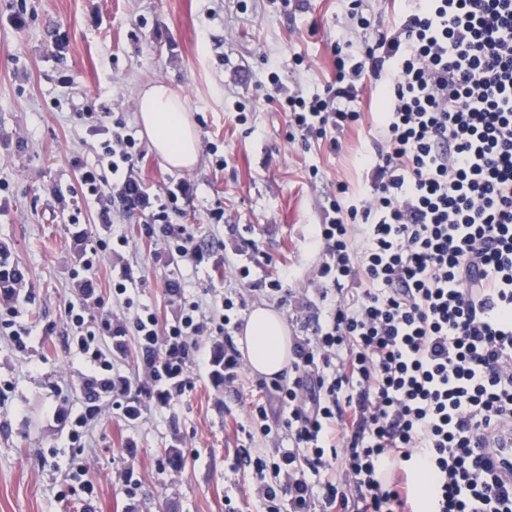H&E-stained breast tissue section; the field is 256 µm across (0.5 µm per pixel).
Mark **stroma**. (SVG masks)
<instances>
[{"instance_id": "1", "label": "stroma", "mask_w": 512, "mask_h": 512, "mask_svg": "<svg viewBox=\"0 0 512 512\" xmlns=\"http://www.w3.org/2000/svg\"><path fill=\"white\" fill-rule=\"evenodd\" d=\"M363 17L389 29L394 6L359 0L352 17L338 0H0V244L24 276L21 311L35 331L23 352L0 339V512H257L263 482L240 456L272 457L285 414L269 403L270 434L250 426L258 376L247 365L248 384L232 391L217 386L211 367L189 363L192 389L164 404L145 399L136 421L103 399L85 442L93 496L60 498L71 443L50 408L80 411L87 373L69 345L66 305L84 253L99 246L93 319L130 318L145 306L172 320L178 308L166 283L176 279L186 300L238 296L277 311L289 336L306 335L307 320L326 311L307 286L320 262L310 229L337 180L369 191L359 158L372 135L365 126L345 132L338 155L290 140L270 78L293 94L322 92L334 46L356 54ZM154 83L186 100L200 146L194 168L169 170L141 132L138 93ZM100 116L136 139L133 176L150 194L189 183L171 221L212 246L220 267L195 270L178 257L155 264L148 217L116 200V176L101 197L87 195L82 174L102 152L88 128ZM120 235L129 244L113 249ZM227 264L248 267L249 277H225ZM288 265L296 274L285 296L256 290ZM124 271L139 290L131 309L111 295ZM167 448L179 449L184 467L164 460ZM130 468L139 480L132 488Z\"/></svg>"}]
</instances>
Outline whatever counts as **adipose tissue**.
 <instances>
[{"instance_id":"ef3b65f1","label":"adipose tissue","mask_w":512,"mask_h":512,"mask_svg":"<svg viewBox=\"0 0 512 512\" xmlns=\"http://www.w3.org/2000/svg\"><path fill=\"white\" fill-rule=\"evenodd\" d=\"M139 123L151 148L169 169L196 165L198 137L179 92L164 84H154L141 91ZM237 345L246 353L255 373L274 377L288 367V330L272 308L258 306L251 310Z\"/></svg>"}]
</instances>
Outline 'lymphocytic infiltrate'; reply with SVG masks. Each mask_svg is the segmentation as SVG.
Segmentation results:
<instances>
[{"label": "lymphocytic infiltrate", "instance_id": "obj_1", "mask_svg": "<svg viewBox=\"0 0 512 512\" xmlns=\"http://www.w3.org/2000/svg\"><path fill=\"white\" fill-rule=\"evenodd\" d=\"M362 28L356 58H337L323 92L282 103L292 137L337 153L340 133L363 123L359 86L373 81L380 136L363 161L371 194L337 182L313 227L321 262L311 286L333 310L293 339L291 377L257 386L288 412L287 447L252 461L276 476L261 509L309 512L312 474L331 512H512V462L498 444L512 428V0H403L390 30ZM102 157L124 177L126 209L151 211L146 232L159 254L194 267L209 261L212 247L166 221L188 184L156 202L131 177L139 152L129 137L105 141ZM19 295L0 288V337L22 352L33 330ZM99 304L89 287L67 307L88 372L81 412L54 410L76 444L68 477L87 495L94 485L79 443L102 393L123 399L133 420L143 397H169L151 361L134 377L115 370L101 335L117 346L132 336L141 351L163 354L182 388L191 360L223 363L232 387L246 308L225 297L219 351L202 341L201 302L181 306L170 323L144 308L129 323L104 318L95 331L88 319ZM336 465L347 487L328 480Z\"/></svg>", "mask_w": 512, "mask_h": 512}]
</instances>
